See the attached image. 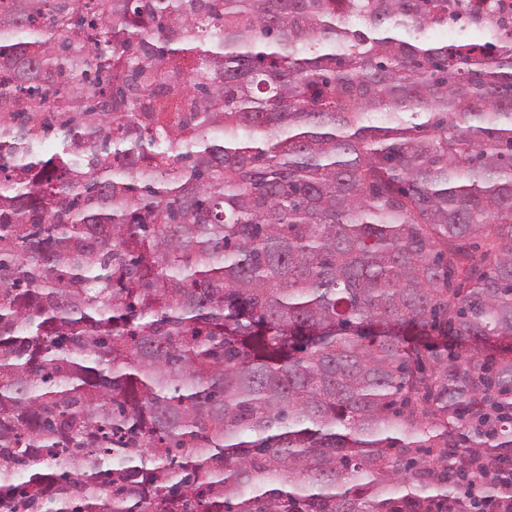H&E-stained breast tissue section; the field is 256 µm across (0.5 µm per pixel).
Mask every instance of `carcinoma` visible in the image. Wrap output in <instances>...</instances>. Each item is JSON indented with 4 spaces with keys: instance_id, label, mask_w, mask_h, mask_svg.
<instances>
[{
    "instance_id": "obj_1",
    "label": "carcinoma",
    "mask_w": 512,
    "mask_h": 512,
    "mask_svg": "<svg viewBox=\"0 0 512 512\" xmlns=\"http://www.w3.org/2000/svg\"><path fill=\"white\" fill-rule=\"evenodd\" d=\"M4 1L0 512H439L512 460V9Z\"/></svg>"
}]
</instances>
